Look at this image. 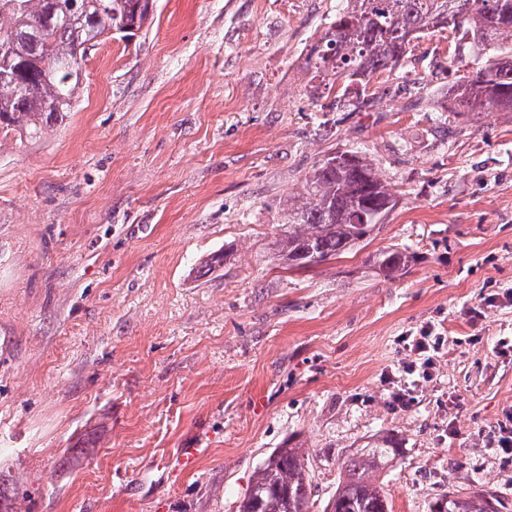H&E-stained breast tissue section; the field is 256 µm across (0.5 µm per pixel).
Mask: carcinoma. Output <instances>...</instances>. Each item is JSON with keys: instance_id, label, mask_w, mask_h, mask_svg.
<instances>
[{"instance_id": "carcinoma-1", "label": "carcinoma", "mask_w": 512, "mask_h": 512, "mask_svg": "<svg viewBox=\"0 0 512 512\" xmlns=\"http://www.w3.org/2000/svg\"><path fill=\"white\" fill-rule=\"evenodd\" d=\"M155 0H0V130L33 138L73 111L83 85V45L115 34L129 39L154 21ZM462 32L482 47L485 61L448 84L447 111L512 112V0H345L307 58L313 77L342 95L366 93L376 75L404 66L412 42L430 29ZM399 203L372 161L361 151L322 158L288 199L274 242L288 268L308 269L340 256L381 228ZM413 257L388 247L375 254L378 273L395 280ZM400 455L391 437L345 463L344 478L324 512H391L378 472ZM311 482L302 448L286 443L254 470L238 512H309ZM504 504L485 489L450 493L430 512H499Z\"/></svg>"}]
</instances>
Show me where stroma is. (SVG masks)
I'll return each mask as SVG.
<instances>
[{
    "instance_id": "1",
    "label": "stroma",
    "mask_w": 512,
    "mask_h": 512,
    "mask_svg": "<svg viewBox=\"0 0 512 512\" xmlns=\"http://www.w3.org/2000/svg\"><path fill=\"white\" fill-rule=\"evenodd\" d=\"M339 0H156L153 25L103 42L63 123L0 139V482L15 512H237L285 441L311 461L310 512L341 464L386 436L392 512L449 489L495 492L512 414V112L441 109L451 31L420 39L366 97L306 59ZM361 149L399 197L351 253L279 264L282 210L312 165ZM414 253L396 280L372 258ZM223 266L206 269L212 255ZM447 342L414 403L388 375L405 337ZM199 448L196 471L165 461Z\"/></svg>"
}]
</instances>
